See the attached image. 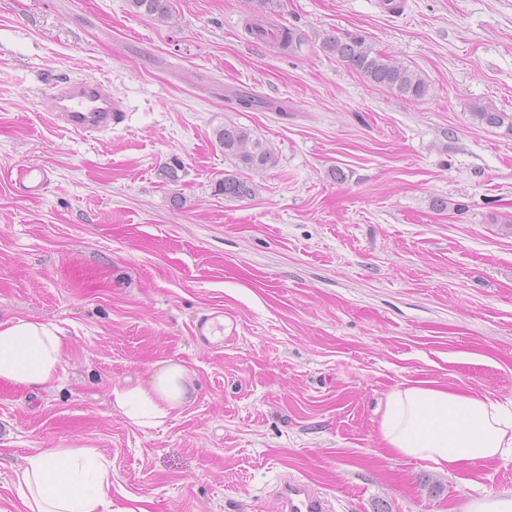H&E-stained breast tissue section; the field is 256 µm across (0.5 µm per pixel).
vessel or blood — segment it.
<instances>
[{"mask_svg": "<svg viewBox=\"0 0 512 512\" xmlns=\"http://www.w3.org/2000/svg\"><path fill=\"white\" fill-rule=\"evenodd\" d=\"M55 101L54 117L73 133L89 135L111 128L122 110L121 103L106 89L104 83L91 79L68 80L52 87ZM30 196H37L48 181V174L38 165L22 172ZM223 311L201 316L194 323L192 335L197 343L210 344L212 336L224 332ZM278 512H332L330 500L306 481L295 478L280 483Z\"/></svg>", "mask_w": 512, "mask_h": 512, "instance_id": "1", "label": "vessel or blood"}]
</instances>
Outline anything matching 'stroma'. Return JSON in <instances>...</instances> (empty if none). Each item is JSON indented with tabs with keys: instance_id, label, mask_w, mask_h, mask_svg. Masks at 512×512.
Instances as JSON below:
<instances>
[{
	"instance_id": "stroma-1",
	"label": "stroma",
	"mask_w": 512,
	"mask_h": 512,
	"mask_svg": "<svg viewBox=\"0 0 512 512\" xmlns=\"http://www.w3.org/2000/svg\"><path fill=\"white\" fill-rule=\"evenodd\" d=\"M405 2L275 0L271 23L298 35L284 49L247 33L256 0H172L171 24L129 0H0V319L64 342L51 388L0 383V512H26L25 457L75 447L111 463L115 504L149 512H277L284 474L335 512L512 495L511 462L448 474L379 438L396 389L512 400V130L471 112L512 113V0ZM348 33L427 95L324 47ZM90 76L123 118L81 136L53 121L50 87ZM227 122L278 157L248 172L255 196L217 188L235 170L215 137ZM33 164L50 172L35 198L19 183ZM217 307L237 332L201 346L192 324ZM166 360L195 373V402L132 425L113 389ZM324 45L374 85L394 89L414 100L422 99L428 93V85L420 74L376 51L363 37H331Z\"/></svg>"
}]
</instances>
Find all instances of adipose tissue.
Returning <instances> with one entry per match:
<instances>
[{"label":"adipose tissue","mask_w":512,"mask_h":512,"mask_svg":"<svg viewBox=\"0 0 512 512\" xmlns=\"http://www.w3.org/2000/svg\"><path fill=\"white\" fill-rule=\"evenodd\" d=\"M56 327L23 319L0 320V383L50 388L62 367ZM113 404L128 422L157 427L196 399L192 373L171 360L157 363L147 385L116 388ZM390 452L446 472L477 461L512 462V406L440 387L411 386L389 394L379 423ZM16 493L27 512H147L112 503V472L85 447L57 448L26 457Z\"/></svg>","instance_id":"obj_1"}]
</instances>
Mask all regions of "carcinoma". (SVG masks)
<instances>
[{
	"instance_id": "carcinoma-1",
	"label": "carcinoma",
	"mask_w": 512,
	"mask_h": 512,
	"mask_svg": "<svg viewBox=\"0 0 512 512\" xmlns=\"http://www.w3.org/2000/svg\"><path fill=\"white\" fill-rule=\"evenodd\" d=\"M130 5L135 12H144L164 23L174 19L170 0H130ZM325 48L363 74L374 85L394 89L414 100L421 99L428 93V85L420 74L376 51L362 37H331L325 41ZM473 114L487 124L499 127L506 124L512 130L511 113L476 104L473 106ZM216 138L224 149V156L235 161L237 167L260 171L272 168L278 163L275 153L253 137L250 128L246 126L228 123L217 130ZM219 191L226 198H245L255 195L256 186L233 173L224 175Z\"/></svg>"
}]
</instances>
